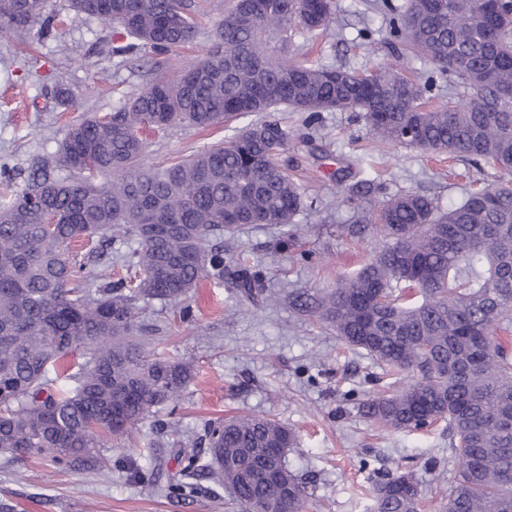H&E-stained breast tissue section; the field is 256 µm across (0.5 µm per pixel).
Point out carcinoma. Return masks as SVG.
<instances>
[{
    "instance_id": "cac0c4a2",
    "label": "carcinoma",
    "mask_w": 512,
    "mask_h": 512,
    "mask_svg": "<svg viewBox=\"0 0 512 512\" xmlns=\"http://www.w3.org/2000/svg\"><path fill=\"white\" fill-rule=\"evenodd\" d=\"M392 0L375 4L393 38L394 63L358 73L295 61L298 31L327 32L334 0H233L213 49L176 80L156 79L120 107L68 125L59 165L0 200V453L48 455L58 464L98 462L99 434L131 439L156 408L179 400L193 378L187 362L151 358L136 319L140 302L179 303L203 278L224 279V251L211 238L234 224H290L306 196L280 156L292 133L282 110L353 112L373 139L480 161L499 180L441 209L404 193L380 203L372 229L382 245L353 276L322 297L319 318L348 347L404 377L371 395L364 415L392 430L418 429L417 410L448 423L457 477L441 512H512V0ZM44 0H0V32L25 41L52 28ZM78 17L112 25L118 56L158 54L192 42L190 0H69ZM435 66L452 83L448 106L429 108L434 80L420 84L404 59ZM255 120L224 142L161 167L140 164L147 135L174 124L209 129ZM105 177L99 183L96 178ZM55 210L66 223L49 227ZM116 237L134 241L133 279L99 283L71 252ZM262 275L237 268L236 290L253 299ZM484 337L474 349L471 336ZM74 350L87 361L69 393L48 368ZM208 459L183 456L194 492L202 475L239 512H305L307 484L289 468L292 430L268 417L209 423ZM373 512H420L421 492L401 467L375 484Z\"/></svg>"
}]
</instances>
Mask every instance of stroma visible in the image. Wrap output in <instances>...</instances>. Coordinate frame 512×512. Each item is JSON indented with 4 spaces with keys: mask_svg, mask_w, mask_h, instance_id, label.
I'll use <instances>...</instances> for the list:
<instances>
[{
    "mask_svg": "<svg viewBox=\"0 0 512 512\" xmlns=\"http://www.w3.org/2000/svg\"><path fill=\"white\" fill-rule=\"evenodd\" d=\"M204 9L193 45L157 55L112 53L113 30L98 19L71 21L64 0H45L55 16L51 35L34 45L0 34V173L24 187L38 164L54 163L69 121L102 115L158 78L172 79L199 62L212 44L215 23L230 0H198ZM338 31L328 32L312 62L374 70L391 59V44L374 0H335ZM68 87L74 108L53 98ZM294 137L284 158L310 201L284 225L245 224L216 234L225 256L260 271L264 294L242 305L230 281L207 280L178 305L141 304L138 321L145 352L189 361L197 375L180 400L144 420L133 441H109L90 471L50 458L0 455V512H234L223 488L203 482L182 497L169 486L180 478L183 451L206 454L209 422L229 415L269 416L291 428L297 446L288 467L305 478L307 512H370L372 488L382 473L412 470L423 512H437L445 480L457 467L445 422L419 431L374 426L360 404L389 385L368 356L347 348L321 325L315 307L339 280L353 276L378 247L366 228L375 204L404 193L433 197L441 208L459 203L473 182L495 183L483 164L439 158L372 140L347 112H286ZM245 119L200 131L174 126L152 137L147 167L165 165L211 147ZM132 243L109 240L86 254L87 270L129 278ZM160 444L150 460V444Z\"/></svg>",
    "mask_w": 512,
    "mask_h": 512,
    "instance_id": "obj_1",
    "label": "stroma"
}]
</instances>
